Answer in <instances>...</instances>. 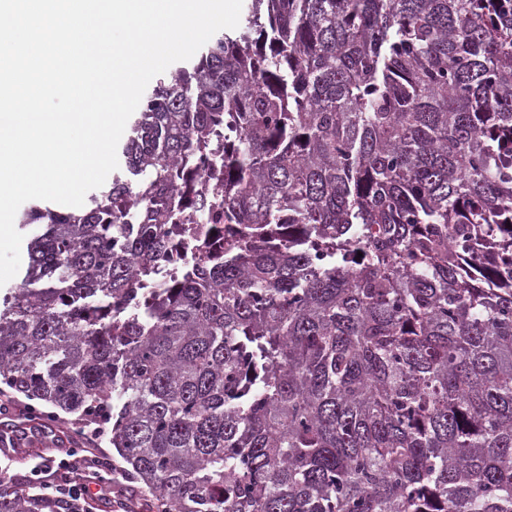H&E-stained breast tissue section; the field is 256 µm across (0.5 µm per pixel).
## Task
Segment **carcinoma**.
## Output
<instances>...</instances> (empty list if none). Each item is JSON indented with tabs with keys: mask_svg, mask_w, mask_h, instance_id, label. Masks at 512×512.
<instances>
[{
	"mask_svg": "<svg viewBox=\"0 0 512 512\" xmlns=\"http://www.w3.org/2000/svg\"><path fill=\"white\" fill-rule=\"evenodd\" d=\"M245 11L109 190L23 212L0 386L108 428L144 512H512V0ZM178 204L224 263L143 297ZM224 184V171L218 168H207L197 181V191L208 198L216 197V192ZM31 205H40L42 207L49 206L53 209H59V208L55 207L54 205L65 207L64 205L50 202V201H45V200H29L20 206V208L17 211L16 217H15V227L24 236L23 242L21 245V265H20L19 271L16 274V276L14 278H12L10 281H8L5 285L0 286V292H2V297L8 291V288L20 286V284L22 283V279L26 272V268H27L28 261H29L28 245L33 237V234H32L33 226L23 227L22 224H20V217H21L23 210L26 207H29Z\"/></svg>",
	"mask_w": 512,
	"mask_h": 512,
	"instance_id": "obj_1",
	"label": "carcinoma"
}]
</instances>
